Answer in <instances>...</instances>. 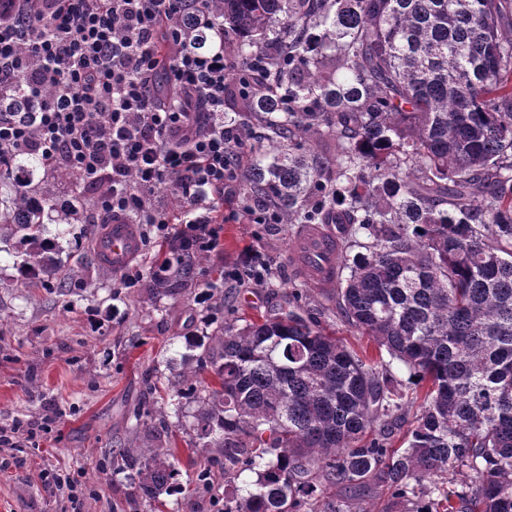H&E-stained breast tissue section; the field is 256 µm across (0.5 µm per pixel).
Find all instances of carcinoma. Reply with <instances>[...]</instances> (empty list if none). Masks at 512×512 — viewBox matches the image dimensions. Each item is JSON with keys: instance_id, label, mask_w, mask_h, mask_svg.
<instances>
[{"instance_id": "1", "label": "carcinoma", "mask_w": 512, "mask_h": 512, "mask_svg": "<svg viewBox=\"0 0 512 512\" xmlns=\"http://www.w3.org/2000/svg\"><path fill=\"white\" fill-rule=\"evenodd\" d=\"M232 41L224 121L240 129L241 209L284 224H345L337 314L357 354L299 293L260 320L220 296L224 324L180 355L201 403L199 447L224 468V512H351L336 488L379 485L381 512H512V0H213ZM259 76L263 87L240 79ZM29 155L0 169V241L27 245L30 288H63L45 224L60 171ZM206 256L173 238L149 287L177 299ZM424 389L405 447L408 393ZM130 501L179 471L155 423ZM473 475L461 491L448 471ZM256 479L239 494L235 479Z\"/></svg>"}]
</instances>
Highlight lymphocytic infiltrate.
<instances>
[{"mask_svg": "<svg viewBox=\"0 0 512 512\" xmlns=\"http://www.w3.org/2000/svg\"><path fill=\"white\" fill-rule=\"evenodd\" d=\"M214 28L208 0H0V162L38 156L77 174L93 224L186 225L215 250L213 201L232 191L239 135L224 124L227 56L197 47ZM177 185L171 214L154 195Z\"/></svg>", "mask_w": 512, "mask_h": 512, "instance_id": "lymphocytic-infiltrate-1", "label": "lymphocytic infiltrate"}]
</instances>
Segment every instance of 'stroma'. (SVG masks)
Instances as JSON below:
<instances>
[{
	"label": "stroma",
	"instance_id": "1",
	"mask_svg": "<svg viewBox=\"0 0 512 512\" xmlns=\"http://www.w3.org/2000/svg\"><path fill=\"white\" fill-rule=\"evenodd\" d=\"M240 194L225 196L221 240L208 252L203 285L182 298L153 293L145 283L122 287L121 275L102 268L92 252L98 224L71 225L65 249L71 270L63 292L26 287L12 255L18 241L0 252V428L38 423L33 441L0 445V512H224V472L212 466L209 493H196L188 462L197 441L200 405L181 399L169 412L168 438L177 446L179 481L159 499L130 505L129 482L108 468L112 450L124 442L139 458L144 438L136 436L131 413L152 408L159 398L151 377L169 376L168 360L186 341L212 332L224 315L206 310L205 283L215 269L225 273L224 291L237 297L246 315L260 314L302 291L306 309L333 325L337 339L355 351L369 347L334 314L333 288L304 282L289 260L295 224H254L244 218ZM272 266L273 287L236 277L248 254ZM60 470L80 486L75 498L49 489L41 470Z\"/></svg>",
	"mask_w": 512,
	"mask_h": 512
}]
</instances>
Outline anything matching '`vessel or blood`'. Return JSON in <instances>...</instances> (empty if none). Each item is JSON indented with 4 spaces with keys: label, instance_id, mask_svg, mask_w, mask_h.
Segmentation results:
<instances>
[{
    "label": "vessel or blood",
    "instance_id": "1",
    "mask_svg": "<svg viewBox=\"0 0 512 512\" xmlns=\"http://www.w3.org/2000/svg\"><path fill=\"white\" fill-rule=\"evenodd\" d=\"M339 242L320 224L303 225L295 239L290 259L301 277L312 285L327 287L336 279ZM140 252L135 225L112 224L95 240V254L112 272H122Z\"/></svg>",
    "mask_w": 512,
    "mask_h": 512
}]
</instances>
